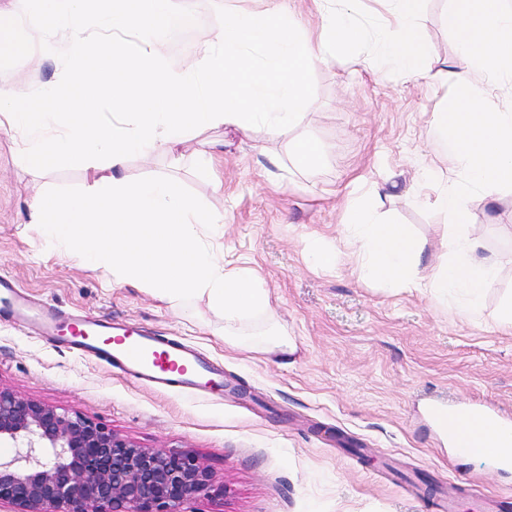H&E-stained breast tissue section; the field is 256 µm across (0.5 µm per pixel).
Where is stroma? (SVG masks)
I'll use <instances>...</instances> for the list:
<instances>
[{
  "mask_svg": "<svg viewBox=\"0 0 512 512\" xmlns=\"http://www.w3.org/2000/svg\"><path fill=\"white\" fill-rule=\"evenodd\" d=\"M447 9L448 0H426L419 21L431 77L381 79L351 61L315 70L301 131L321 143L322 170L298 173L286 138L263 127L191 133L177 170L162 154L128 160L130 178L171 176L223 216L224 265L259 276L296 346L286 357L225 342L223 318L205 304L172 307L45 244L29 222L31 199L44 187H83L88 174L31 170L13 133L0 130V275L63 312L107 315L184 342L249 395L159 390L4 322L0 386L140 447L196 457L212 482L183 512H423L424 501L448 495L456 512H483L485 496L512 512V470H490L478 453L458 455L429 420L440 401L512 415V329L499 323L512 298V191L491 207L476 195L465 203V233L481 235L485 255L503 260L473 318L436 292L365 278L342 242L348 196L389 179L377 211L411 226L426 243L425 260L446 254L437 232L449 225L447 213L413 202L409 189L445 151L431 119L451 93L436 77L457 49ZM318 247L336 249L335 266L312 264Z\"/></svg>",
  "mask_w": 512,
  "mask_h": 512,
  "instance_id": "obj_1",
  "label": "stroma"
}]
</instances>
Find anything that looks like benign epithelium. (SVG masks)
<instances>
[{
	"label": "benign epithelium",
	"instance_id": "1",
	"mask_svg": "<svg viewBox=\"0 0 512 512\" xmlns=\"http://www.w3.org/2000/svg\"><path fill=\"white\" fill-rule=\"evenodd\" d=\"M0 506L11 512H182L210 487L191 455L141 448L105 426L0 387Z\"/></svg>",
	"mask_w": 512,
	"mask_h": 512
}]
</instances>
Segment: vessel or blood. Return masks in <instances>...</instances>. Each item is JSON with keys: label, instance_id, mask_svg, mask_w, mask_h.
<instances>
[{"label": "vessel or blood", "instance_id": "b4317fda", "mask_svg": "<svg viewBox=\"0 0 512 512\" xmlns=\"http://www.w3.org/2000/svg\"><path fill=\"white\" fill-rule=\"evenodd\" d=\"M0 319L30 324L48 342H61L73 353L91 357L108 366L161 388L213 395L223 392V372L193 350L151 335L130 322L115 323L108 317L67 315L51 304L32 305L18 284L0 276ZM468 425L499 422L500 414L471 405L458 411Z\"/></svg>", "mask_w": 512, "mask_h": 512}]
</instances>
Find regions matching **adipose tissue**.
<instances>
[{
	"label": "adipose tissue",
	"instance_id": "adipose-tissue-1",
	"mask_svg": "<svg viewBox=\"0 0 512 512\" xmlns=\"http://www.w3.org/2000/svg\"><path fill=\"white\" fill-rule=\"evenodd\" d=\"M343 238L369 276L389 288L436 290L453 299L462 316L479 311V301L498 276V259L483 256L481 238L443 237L447 252L437 266L422 265L425 244L408 225L377 215L369 200L352 198L343 217Z\"/></svg>",
	"mask_w": 512,
	"mask_h": 512
}]
</instances>
